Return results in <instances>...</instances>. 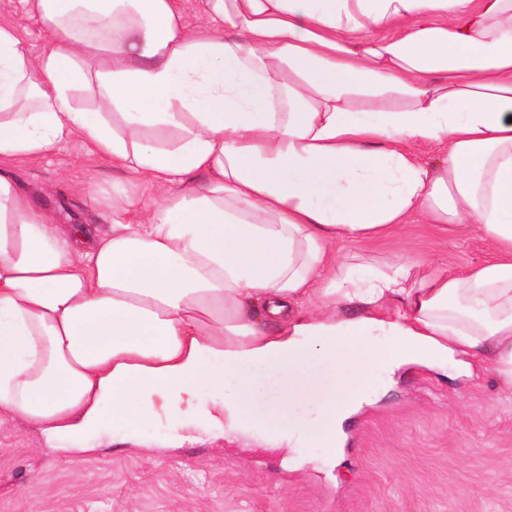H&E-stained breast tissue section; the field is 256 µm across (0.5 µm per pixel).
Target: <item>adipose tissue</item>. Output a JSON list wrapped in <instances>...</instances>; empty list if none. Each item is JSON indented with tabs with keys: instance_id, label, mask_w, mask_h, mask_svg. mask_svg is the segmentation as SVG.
<instances>
[{
	"instance_id": "ef3b65f1",
	"label": "adipose tissue",
	"mask_w": 512,
	"mask_h": 512,
	"mask_svg": "<svg viewBox=\"0 0 512 512\" xmlns=\"http://www.w3.org/2000/svg\"><path fill=\"white\" fill-rule=\"evenodd\" d=\"M25 2L48 40L0 26V423L74 458L163 419L332 465L379 372L480 357L512 396V0H207L194 30L183 0ZM73 139L153 200L59 223L7 164ZM416 215L495 257L339 262Z\"/></svg>"
}]
</instances>
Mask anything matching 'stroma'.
Returning a JSON list of instances; mask_svg holds the SVG:
<instances>
[{
    "label": "stroma",
    "mask_w": 512,
    "mask_h": 512,
    "mask_svg": "<svg viewBox=\"0 0 512 512\" xmlns=\"http://www.w3.org/2000/svg\"><path fill=\"white\" fill-rule=\"evenodd\" d=\"M15 28L31 54L46 34L24 0H0V26ZM11 169L63 224H101L115 191L134 207L150 197L78 142ZM385 268L405 257L453 268L487 260L474 231H441L412 219L347 247ZM471 376L405 367L381 373L373 402L353 415L335 465L317 448H268L214 430L194 444L165 447V421L109 428L111 445L70 464L36 433L0 426V512H512V403L501 400L489 365Z\"/></svg>",
    "instance_id": "stroma-1"
}]
</instances>
